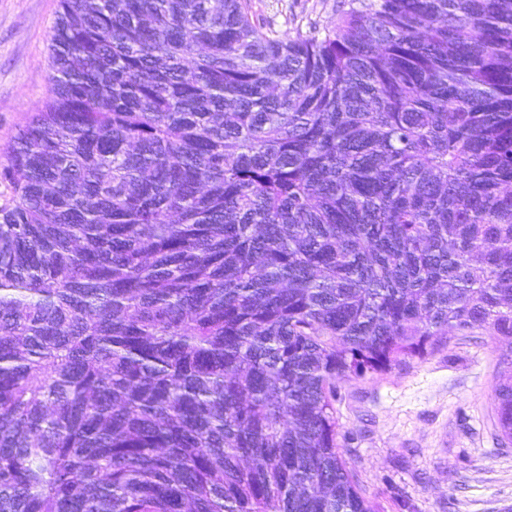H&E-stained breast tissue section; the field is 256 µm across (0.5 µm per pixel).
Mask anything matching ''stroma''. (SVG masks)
I'll return each mask as SVG.
<instances>
[{
	"label": "stroma",
	"instance_id": "stroma-1",
	"mask_svg": "<svg viewBox=\"0 0 512 512\" xmlns=\"http://www.w3.org/2000/svg\"><path fill=\"white\" fill-rule=\"evenodd\" d=\"M343 2L246 0L264 30L281 36L333 27ZM58 9L59 0H0V147L51 97ZM509 353L506 340L477 332L337 379V443L380 512H512V442L495 400Z\"/></svg>",
	"mask_w": 512,
	"mask_h": 512
}]
</instances>
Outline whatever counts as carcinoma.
Returning a JSON list of instances; mask_svg holds the SVG:
<instances>
[{
    "label": "carcinoma",
    "instance_id": "carcinoma-1",
    "mask_svg": "<svg viewBox=\"0 0 512 512\" xmlns=\"http://www.w3.org/2000/svg\"><path fill=\"white\" fill-rule=\"evenodd\" d=\"M50 58L0 148V512H378L336 378L512 342V0H60ZM251 15L265 31L278 35H304L336 24L339 6L350 0H245Z\"/></svg>",
    "mask_w": 512,
    "mask_h": 512
}]
</instances>
